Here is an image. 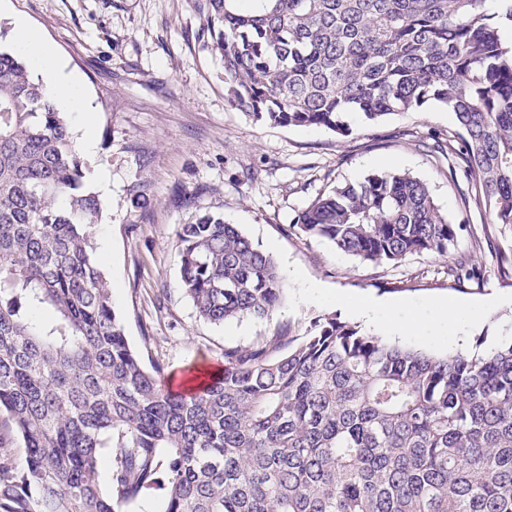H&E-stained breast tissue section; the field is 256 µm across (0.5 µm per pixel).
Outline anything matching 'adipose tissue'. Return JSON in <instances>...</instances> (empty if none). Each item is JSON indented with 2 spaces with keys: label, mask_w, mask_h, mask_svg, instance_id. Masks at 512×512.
I'll return each mask as SVG.
<instances>
[{
  "label": "adipose tissue",
  "mask_w": 512,
  "mask_h": 512,
  "mask_svg": "<svg viewBox=\"0 0 512 512\" xmlns=\"http://www.w3.org/2000/svg\"><path fill=\"white\" fill-rule=\"evenodd\" d=\"M12 27L15 52L30 60L35 75L42 78L49 88L57 109L77 114L84 127L78 150L82 156H94L98 142L93 128L92 110L82 96L79 79L64 72L56 61L53 49L25 18L15 17ZM353 309L387 334L433 335L445 331L462 344L467 341V328L482 317L480 311L459 304H450L444 308L433 307L410 317L403 316L395 308H377L368 301L355 303Z\"/></svg>",
  "instance_id": "adipose-tissue-1"
}]
</instances>
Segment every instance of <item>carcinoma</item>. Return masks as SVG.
Here are the masks:
<instances>
[{
    "label": "carcinoma",
    "mask_w": 512,
    "mask_h": 512,
    "mask_svg": "<svg viewBox=\"0 0 512 512\" xmlns=\"http://www.w3.org/2000/svg\"><path fill=\"white\" fill-rule=\"evenodd\" d=\"M207 2L231 104L341 135L351 115L443 106L484 225L512 233V3ZM84 177L64 113L0 52V416L25 449L0 457V512H125L159 484L164 512H512V342L439 355L324 315L225 346L219 373L174 392L113 309ZM295 227L376 265L444 256L461 230L393 170L318 196ZM177 236L199 317L274 315L286 283L235 225L208 212Z\"/></svg>",
    "instance_id": "1"
}]
</instances>
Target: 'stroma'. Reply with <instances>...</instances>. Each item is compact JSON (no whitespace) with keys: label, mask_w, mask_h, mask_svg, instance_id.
Instances as JSON below:
<instances>
[{"label":"stroma","mask_w":512,"mask_h":512,"mask_svg":"<svg viewBox=\"0 0 512 512\" xmlns=\"http://www.w3.org/2000/svg\"><path fill=\"white\" fill-rule=\"evenodd\" d=\"M207 0H0V47L10 48L12 19L24 17L76 75L93 110L98 153L87 174L107 171L100 196L96 255L130 346L162 364L169 383L188 384L196 370L220 372L225 346H248L291 325L300 335L327 313L355 322L337 297L371 298L408 311L438 302L483 307L460 345L448 335L400 336V344L444 354L512 340V276L496 253L512 257V236L493 233L474 251L466 225L482 222L466 206L476 182L465 164L437 151L458 140L445 108L351 119L343 136L323 127H280L231 106L224 64L203 31ZM426 181L450 223L463 225L445 256L416 254L376 266L295 228L318 195L379 170ZM210 212L269 253L280 273L295 272L268 320L214 324L199 317L181 287L177 229ZM480 266L460 281L457 262Z\"/></svg>","instance_id":"35a3bbf8"}]
</instances>
